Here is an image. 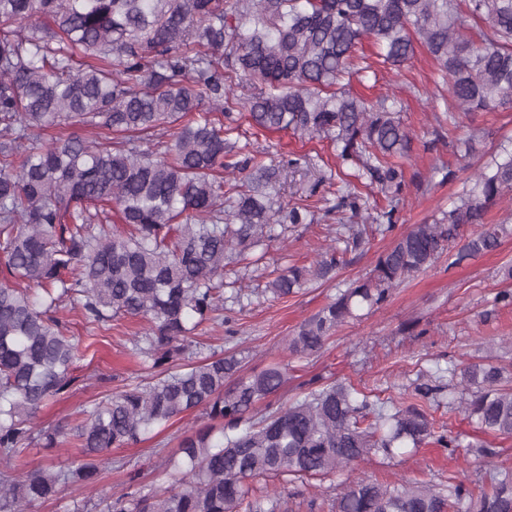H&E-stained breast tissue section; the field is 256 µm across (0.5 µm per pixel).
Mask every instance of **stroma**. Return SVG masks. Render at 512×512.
I'll use <instances>...</instances> for the list:
<instances>
[{
	"label": "stroma",
	"instance_id": "1",
	"mask_svg": "<svg viewBox=\"0 0 512 512\" xmlns=\"http://www.w3.org/2000/svg\"><path fill=\"white\" fill-rule=\"evenodd\" d=\"M350 89L370 103L385 95L394 97L402 109L412 141L408 157L401 161L404 186L398 203H391L389 194L378 185L358 179L357 167L341 163L329 140L258 131L242 106L235 108L229 121L235 137L260 151L264 163L301 156L311 164L309 170L296 173L284 198L308 205L314 213L313 223L286 225L281 238L271 242L255 265L230 264L229 276L245 290V298L239 303H225L218 320L204 322L194 335L203 353H242L251 370L274 362L287 364L288 386L271 398L274 408L287 405L302 383L316 377L346 381L381 401L395 402L426 376L486 359L491 344L504 342L512 348V306L495 301L499 292L512 291V279L501 274L503 267L512 265L510 234L502 237L496 250L455 266L448 257H440L394 288L380 309L338 327L319 354L302 360L289 354L288 338L300 323L332 302L353 281L366 278L378 254L392 245L396 232L432 222L472 187L476 174L501 148H512L510 111L460 112L449 117L448 85L423 48H416L400 69L381 68L352 79ZM477 128L484 129L485 135L474 153L463 156L457 144ZM448 169L455 171L454 180H445ZM346 186L360 195L369 214L395 208V232L370 236L360 249L345 255L331 279L312 283L284 299L270 298L266 291L269 281L290 266L311 265L335 239L341 225L355 223L351 210L328 208L329 200ZM58 316L66 323L69 335L87 351L77 364L78 383L40 413L39 422L44 426L61 420L78 422L86 418L93 402L122 390L132 379L150 376L131 352V339L143 332L146 321L125 318L104 329L86 323L68 303L62 305ZM428 412L436 425L445 426L449 435L458 437L456 455L430 443L417 453L389 462L378 457L358 462L329 480H275L267 487L281 498L282 512H329L344 482L417 479L444 484L452 477L466 483L475 481L481 475L477 459L469 452L475 444L493 449L494 463L512 469V438L482 432L464 412L444 403L429 406ZM204 423V418L194 413L175 420L159 435L111 449L114 467L102 479L64 485L54 500L35 512H72L74 505L84 503L88 512H99L97 503L103 489L135 492L171 486L174 476L162 466L165 456L184 430Z\"/></svg>",
	"mask_w": 512,
	"mask_h": 512
}]
</instances>
